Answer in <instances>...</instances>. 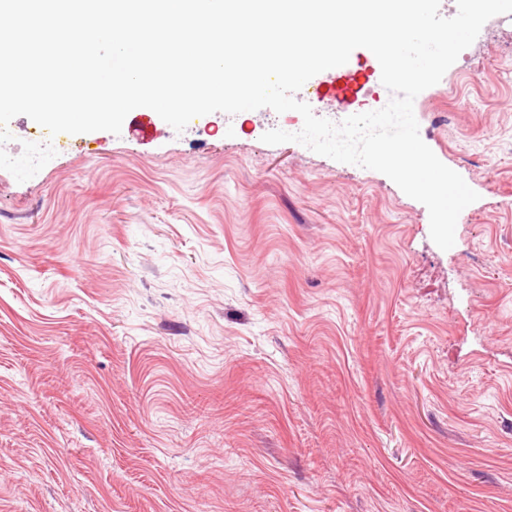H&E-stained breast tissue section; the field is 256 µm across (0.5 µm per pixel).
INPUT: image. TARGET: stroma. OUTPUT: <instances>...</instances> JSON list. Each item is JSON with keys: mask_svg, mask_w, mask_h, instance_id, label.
Instances as JSON below:
<instances>
[{"mask_svg": "<svg viewBox=\"0 0 512 512\" xmlns=\"http://www.w3.org/2000/svg\"><path fill=\"white\" fill-rule=\"evenodd\" d=\"M421 92L478 193L136 108L0 170V512H512V14ZM348 108L391 94L363 49Z\"/></svg>", "mask_w": 512, "mask_h": 512, "instance_id": "obj_1", "label": "stroma"}]
</instances>
